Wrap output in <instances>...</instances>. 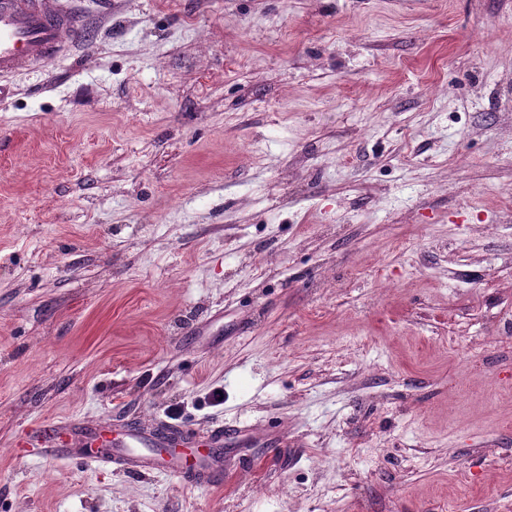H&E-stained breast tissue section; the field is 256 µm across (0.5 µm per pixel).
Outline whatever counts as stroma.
I'll use <instances>...</instances> for the list:
<instances>
[{"mask_svg":"<svg viewBox=\"0 0 512 512\" xmlns=\"http://www.w3.org/2000/svg\"><path fill=\"white\" fill-rule=\"evenodd\" d=\"M72 2L0 79V512H512V0ZM141 421L283 445L13 453ZM172 426L136 424L114 431L108 424L86 427L85 433L68 424L56 423L41 426L36 438L38 442L55 448H43L45 452L65 454L70 449L68 439L90 435L102 438L107 444L100 449L92 463L97 466L116 465L127 472H152L157 474L180 473L190 482L216 486L224 477L225 448H239L256 434L248 426L224 425L211 430L202 442L182 439L183 448L196 450L165 453L157 448L168 449L167 438ZM115 432V433H114ZM110 434V438L106 435ZM115 434V435H114ZM199 446H203L199 450Z\"/></svg>","mask_w":512,"mask_h":512,"instance_id":"stroma-1","label":"stroma"}]
</instances>
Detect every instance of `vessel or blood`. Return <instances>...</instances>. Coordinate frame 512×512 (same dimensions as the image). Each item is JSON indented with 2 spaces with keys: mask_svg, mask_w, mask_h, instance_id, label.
Masks as SVG:
<instances>
[{
  "mask_svg": "<svg viewBox=\"0 0 512 512\" xmlns=\"http://www.w3.org/2000/svg\"><path fill=\"white\" fill-rule=\"evenodd\" d=\"M84 32L73 8L54 0H0V75L19 72L49 62L74 45ZM77 429L63 423L40 427L39 442L53 446L55 453L68 452ZM87 435L106 439L96 454L95 466L116 465L128 472L178 473L190 482L215 486L224 477V451L252 438L253 428L227 425L211 430L202 448L183 440L180 451L166 452L170 428L136 424L119 431L109 425L87 427Z\"/></svg>",
  "mask_w": 512,
  "mask_h": 512,
  "instance_id": "vessel-or-blood-1",
  "label": "vessel or blood"
}]
</instances>
